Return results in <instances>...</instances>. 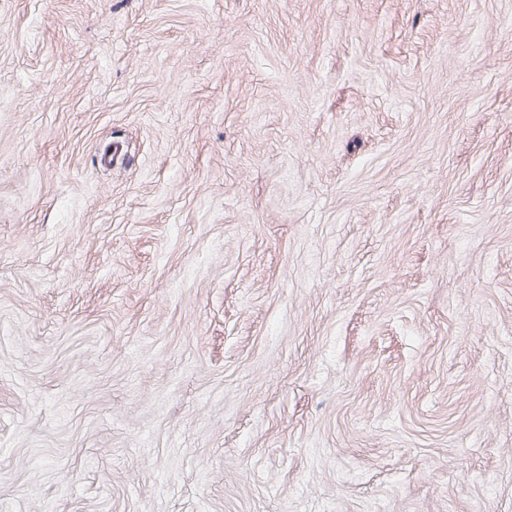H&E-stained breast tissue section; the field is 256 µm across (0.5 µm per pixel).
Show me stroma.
I'll list each match as a JSON object with an SVG mask.
<instances>
[{"label":"stroma","mask_w":512,"mask_h":512,"mask_svg":"<svg viewBox=\"0 0 512 512\" xmlns=\"http://www.w3.org/2000/svg\"><path fill=\"white\" fill-rule=\"evenodd\" d=\"M0 512H512V0H0Z\"/></svg>","instance_id":"1"}]
</instances>
